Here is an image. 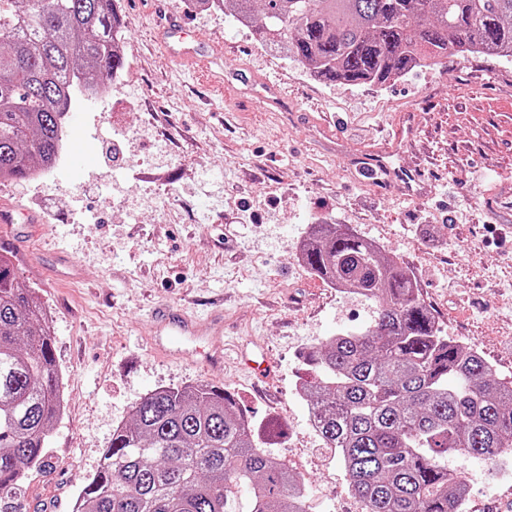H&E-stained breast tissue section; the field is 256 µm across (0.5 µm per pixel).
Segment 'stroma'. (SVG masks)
<instances>
[{"instance_id":"1","label":"stroma","mask_w":512,"mask_h":512,"mask_svg":"<svg viewBox=\"0 0 512 512\" xmlns=\"http://www.w3.org/2000/svg\"><path fill=\"white\" fill-rule=\"evenodd\" d=\"M117 2L125 68L106 77L111 94L76 98L66 117L94 158L77 161L69 145L45 180L0 181V206L40 218L0 226V254L46 314L66 396L43 462L0 497V512H73L133 407L197 383L233 393L254 424H279L266 450L303 482L308 512H359L297 383L301 351L365 329L376 304L338 294L296 244L308 225H351L414 272L443 335L512 377V223L483 208L493 183L512 178V61L451 55L383 85L326 84L223 9ZM170 17L212 45L209 67L161 52ZM406 115L417 137L395 161L430 169L413 198L349 167L386 147ZM163 305L223 311V360H205L200 336L156 351ZM241 352L267 355L270 377L255 381ZM444 463L467 474L465 512H498L512 496V456Z\"/></svg>"}]
</instances>
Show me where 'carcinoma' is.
Segmentation results:
<instances>
[{"mask_svg": "<svg viewBox=\"0 0 512 512\" xmlns=\"http://www.w3.org/2000/svg\"><path fill=\"white\" fill-rule=\"evenodd\" d=\"M253 19L256 0H192ZM250 25L324 83L383 85L450 53L512 58V0H264ZM116 0H0V178L58 160L73 91L125 62ZM301 261L326 282L378 302L374 323L303 352L318 434L340 455L364 512H461L450 452L512 449V381L441 335L408 267L348 224H313ZM63 412L54 338L0 257V493L43 461ZM306 512L288 468L260 448L234 397L195 384L151 393L118 427L82 489L81 512Z\"/></svg>", "mask_w": 512, "mask_h": 512, "instance_id": "1", "label": "carcinoma"}]
</instances>
